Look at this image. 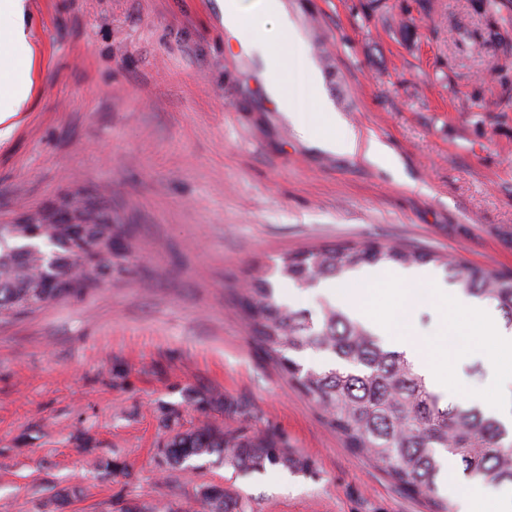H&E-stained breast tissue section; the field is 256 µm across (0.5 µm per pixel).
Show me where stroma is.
I'll list each match as a JSON object with an SVG mask.
<instances>
[{"label": "stroma", "mask_w": 512, "mask_h": 512, "mask_svg": "<svg viewBox=\"0 0 512 512\" xmlns=\"http://www.w3.org/2000/svg\"><path fill=\"white\" fill-rule=\"evenodd\" d=\"M337 115L396 170L334 153L276 111L216 0H25L41 65L0 139V224L87 209L133 250L81 296L0 323V512H433L345 447L255 339L239 297L329 296L284 254L369 239L512 272V0H285ZM209 423L260 434L301 471L170 467ZM198 501L205 512H240L237 501L229 498L224 487L206 484L199 488Z\"/></svg>", "instance_id": "obj_1"}]
</instances>
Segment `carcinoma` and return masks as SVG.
Segmentation results:
<instances>
[{"label":"carcinoma","mask_w":512,"mask_h":512,"mask_svg":"<svg viewBox=\"0 0 512 512\" xmlns=\"http://www.w3.org/2000/svg\"><path fill=\"white\" fill-rule=\"evenodd\" d=\"M82 231L85 244L102 250L112 237L127 235L120 224H84ZM81 249L70 224H0V322L90 288L79 268ZM386 264L440 267L466 295L493 303L512 326V273L419 248L378 241L323 246L285 255L279 272L309 288ZM240 306L265 351L324 407L346 447L374 461L408 494L432 499L435 512H457L455 503L439 494L448 458L460 462L465 476L512 490V432L478 406L442 404L405 353L387 346L372 325L342 309L327 308L318 320L291 309L278 302L265 275L253 280ZM308 350L325 354L334 366L304 368L297 358ZM162 456L169 466L186 467L214 456L245 473L267 464L297 465L267 439L227 436L209 425L177 433ZM198 501L203 512H240L218 484L201 486Z\"/></svg>","instance_id":"obj_1"}]
</instances>
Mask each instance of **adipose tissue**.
Instances as JSON below:
<instances>
[{
  "label": "adipose tissue",
  "instance_id": "adipose-tissue-1",
  "mask_svg": "<svg viewBox=\"0 0 512 512\" xmlns=\"http://www.w3.org/2000/svg\"><path fill=\"white\" fill-rule=\"evenodd\" d=\"M218 8L225 28L237 38L246 40L250 54L259 61L266 91L278 111L292 124H301L298 102L286 87V64L281 45L301 42L302 37L283 0H219ZM257 13L273 20L276 39L249 37L248 21ZM24 14V0H0V124L23 110L31 90L30 72L36 50L25 29ZM304 74L306 96L318 117L317 129L310 135L312 143L342 154L362 151L378 165L395 168L396 160L388 146L374 138L362 140L359 133L333 112L321 73L313 61H305Z\"/></svg>",
  "mask_w": 512,
  "mask_h": 512
}]
</instances>
